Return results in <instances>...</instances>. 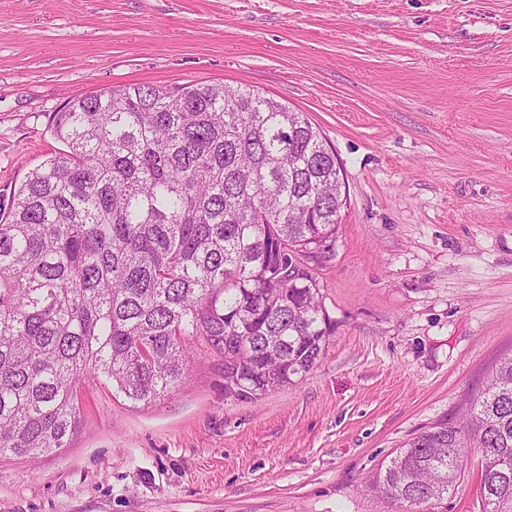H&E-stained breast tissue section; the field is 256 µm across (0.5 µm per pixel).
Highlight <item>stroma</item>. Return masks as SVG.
<instances>
[{
	"mask_svg": "<svg viewBox=\"0 0 512 512\" xmlns=\"http://www.w3.org/2000/svg\"><path fill=\"white\" fill-rule=\"evenodd\" d=\"M243 83L318 127L347 203L312 258L332 336L298 383L224 395V355L132 404L80 383L66 447L0 457V512H386L369 486L512 353V0H0V209L127 84ZM448 512H480L467 455Z\"/></svg>",
	"mask_w": 512,
	"mask_h": 512,
	"instance_id": "stroma-1",
	"label": "stroma"
}]
</instances>
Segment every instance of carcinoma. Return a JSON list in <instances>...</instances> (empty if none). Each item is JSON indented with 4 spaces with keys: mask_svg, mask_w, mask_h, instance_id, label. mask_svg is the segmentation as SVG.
Masks as SVG:
<instances>
[{
    "mask_svg": "<svg viewBox=\"0 0 512 512\" xmlns=\"http://www.w3.org/2000/svg\"><path fill=\"white\" fill-rule=\"evenodd\" d=\"M66 149L0 213V456L65 447L79 382L151 402L224 345V395L258 399L331 336L308 246L344 204L336 153L302 113L247 86L132 84L50 116ZM481 458L482 512H512V355L456 423L411 438L371 481L398 512L458 488Z\"/></svg>",
    "mask_w": 512,
    "mask_h": 512,
    "instance_id": "cac0c4a2",
    "label": "carcinoma"
}]
</instances>
